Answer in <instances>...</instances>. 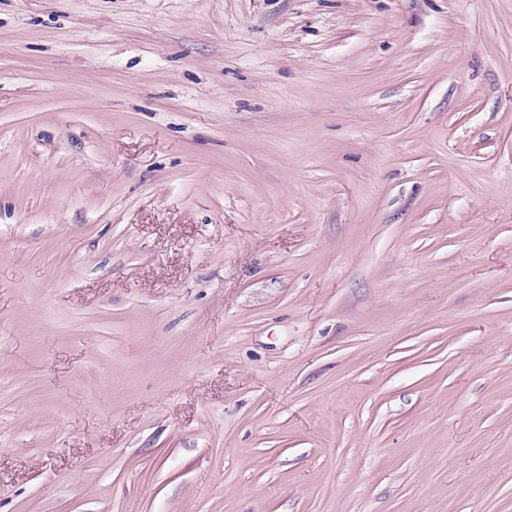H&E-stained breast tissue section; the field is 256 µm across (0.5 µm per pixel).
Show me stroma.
Instances as JSON below:
<instances>
[{
  "instance_id": "stroma-1",
  "label": "stroma",
  "mask_w": 512,
  "mask_h": 512,
  "mask_svg": "<svg viewBox=\"0 0 512 512\" xmlns=\"http://www.w3.org/2000/svg\"><path fill=\"white\" fill-rule=\"evenodd\" d=\"M0 512H512V0H0Z\"/></svg>"
}]
</instances>
